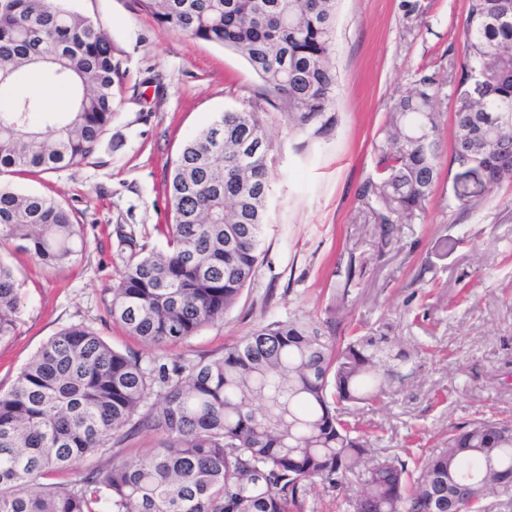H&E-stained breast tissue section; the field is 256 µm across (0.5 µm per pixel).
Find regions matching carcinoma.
<instances>
[{"instance_id": "1", "label": "carcinoma", "mask_w": 512, "mask_h": 512, "mask_svg": "<svg viewBox=\"0 0 512 512\" xmlns=\"http://www.w3.org/2000/svg\"><path fill=\"white\" fill-rule=\"evenodd\" d=\"M168 27L239 53L310 137L334 126L336 73L329 62L336 0H138ZM458 79L492 76L487 92L458 97L452 162L486 172L460 188L512 178L500 142L512 139V0H468ZM35 68L72 95L71 111L42 113L18 90ZM112 44L66 0H0V174L82 164L112 125ZM435 78L417 74L399 97L378 146L381 178L360 197L382 245L425 207L439 175ZM271 144L260 113L225 111L186 141L166 176L172 223L166 250L131 238L132 261L110 288L108 312L143 343L170 346L224 318L258 267L268 207ZM15 240L47 266L83 250L80 229L55 199L0 184V241ZM22 299L0 261V339L15 328ZM414 353L388 334L341 335L340 324L302 315L261 324L207 360L142 365L92 328L52 337L0 392V512H305L308 487L343 490L346 512H482L512 495V420L448 428V446L417 461L371 458V441L350 420L361 404L414 373ZM157 433L145 456L79 465L112 449L128 426ZM60 472L75 477L56 484Z\"/></svg>"}]
</instances>
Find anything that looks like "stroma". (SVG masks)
I'll list each match as a JSON object with an SVG mask.
<instances>
[{
    "mask_svg": "<svg viewBox=\"0 0 512 512\" xmlns=\"http://www.w3.org/2000/svg\"><path fill=\"white\" fill-rule=\"evenodd\" d=\"M70 7L100 28L121 62L117 108L84 164L4 179L18 192L62 202L85 245L69 264L49 268L19 242L0 244L23 302L15 333L0 340V392L73 324L147 366L222 355L256 326L296 313L345 326L384 324L394 347L417 352L415 373L356 413L375 438L374 456L413 462L445 447L449 425L512 418V181L463 209L451 163L468 0H337L336 124L319 138L298 132L263 99L242 56L158 23L137 0H71ZM421 71L436 79L439 177L425 210L384 247L359 190L379 179L382 129ZM229 109L260 113L272 144L263 262L223 321L153 348L107 312L131 254L124 239L165 249L164 173L187 140Z\"/></svg>",
    "mask_w": 512,
    "mask_h": 512,
    "instance_id": "1",
    "label": "stroma"
}]
</instances>
